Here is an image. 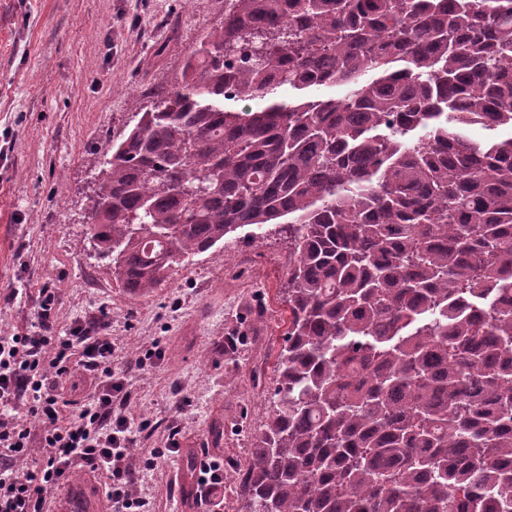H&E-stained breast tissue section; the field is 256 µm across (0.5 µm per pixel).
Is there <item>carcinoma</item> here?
I'll list each match as a JSON object with an SVG mask.
<instances>
[{
	"mask_svg": "<svg viewBox=\"0 0 512 512\" xmlns=\"http://www.w3.org/2000/svg\"><path fill=\"white\" fill-rule=\"evenodd\" d=\"M477 121L512 126V0H224L112 144L88 235L131 295L288 225L244 512H512V137Z\"/></svg>",
	"mask_w": 512,
	"mask_h": 512,
	"instance_id": "1",
	"label": "carcinoma"
}]
</instances>
